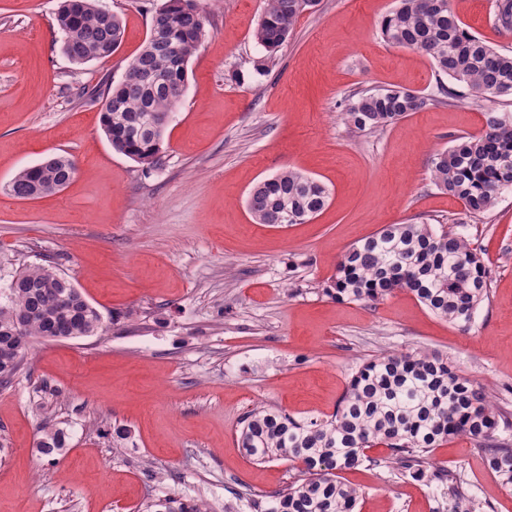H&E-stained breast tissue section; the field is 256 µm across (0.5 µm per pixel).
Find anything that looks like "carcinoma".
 I'll list each match as a JSON object with an SVG mask.
<instances>
[{
  "label": "carcinoma",
  "instance_id": "1",
  "mask_svg": "<svg viewBox=\"0 0 512 512\" xmlns=\"http://www.w3.org/2000/svg\"><path fill=\"white\" fill-rule=\"evenodd\" d=\"M317 0H266L254 38L273 54L292 37L298 18ZM158 28L150 29L128 71L144 80H123L106 96L119 109L101 112L102 130L112 149L150 172L160 163L167 127L161 118L179 105L175 89L186 84L190 61L209 34L207 17L164 0L157 10ZM56 25L61 50L75 64L105 59L124 37L117 15L107 18L97 0H87L73 16L61 0ZM494 22L512 32V0H495ZM380 33L392 45L417 50L454 85L467 87L482 102L512 97V55L500 53L466 31L448 0H397L381 21ZM434 99L406 88L357 92L344 108V120L359 132L393 124L419 112ZM75 161L63 154L42 159L12 178L10 193L27 198L67 187ZM432 179L440 190L459 199L467 213L479 218L496 204L500 192L512 188V113L492 108L484 113L477 136H459L432 160ZM329 189L295 169H284L257 184L249 198L256 224H277L283 209L310 219L324 209ZM402 289L411 292L433 314L468 328L488 297L482 259L464 233L431 224H385L347 251L338 262L333 290L338 299L375 302ZM8 308H0V347L16 342L11 310L29 315L26 341L9 366L0 365V386L21 369L34 338L94 335L101 317L71 282L53 266L25 267L10 283ZM512 426L508 413L496 408L484 386L448 360L420 353L383 355L363 364L351 377L336 410L327 420H298L273 409H256L243 419L240 445L251 460L297 462L301 475L285 488L255 503L254 512H355L360 492L340 473L365 463L380 465L366 450L379 444L387 458L412 477L428 484L452 481L447 470L434 468L428 454L454 437H466L484 448L485 463L505 486H512V445L500 438ZM68 442L66 430L46 424L39 452L53 456ZM143 512H207L175 495L147 503Z\"/></svg>",
  "mask_w": 512,
  "mask_h": 512
}]
</instances>
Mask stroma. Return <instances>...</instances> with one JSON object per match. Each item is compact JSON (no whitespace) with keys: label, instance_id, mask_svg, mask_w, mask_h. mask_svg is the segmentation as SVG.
<instances>
[{"label":"stroma","instance_id":"stroma-1","mask_svg":"<svg viewBox=\"0 0 512 512\" xmlns=\"http://www.w3.org/2000/svg\"><path fill=\"white\" fill-rule=\"evenodd\" d=\"M161 2L99 0L121 17L123 42L109 59L76 65L60 50V0H0V288L24 265H53L103 325L38 340L0 387V512H140L168 494L251 512L299 470L249 460L243 416L265 407L330 418L351 376L384 354L446 358L512 411V188L475 219L431 179L434 153L482 128L472 90L357 132L343 118L352 93L432 97L449 82L425 55L382 39L394 0H320L271 58L254 39L264 0H196L210 34L188 64L161 164L147 173L112 151L100 113ZM493 4L449 0L465 29L512 54ZM51 153L75 161L69 185L12 196L14 174ZM286 168L324 183L328 205L302 224L253 223L251 189ZM422 222L457 226L481 252L488 297L469 328L407 291L374 304L329 295L352 246L382 225ZM47 423L69 434L51 460L37 450ZM117 427L126 439L109 437ZM430 460L455 477L470 512H512V487L476 441L448 440ZM343 477L361 492L357 512H448L447 486L396 467Z\"/></svg>","mask_w":512,"mask_h":512}]
</instances>
